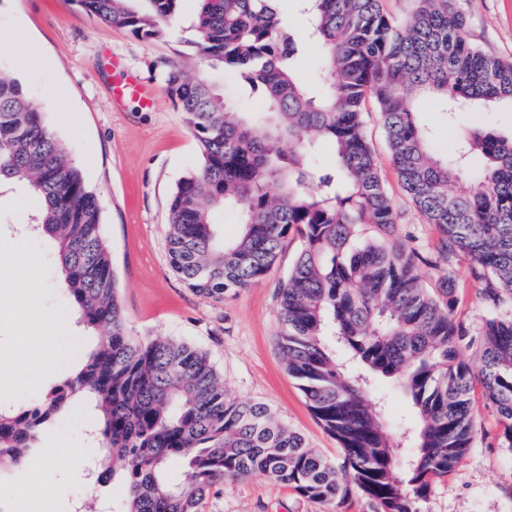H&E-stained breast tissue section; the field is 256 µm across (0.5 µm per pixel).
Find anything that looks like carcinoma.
<instances>
[{"instance_id": "carcinoma-1", "label": "carcinoma", "mask_w": 512, "mask_h": 512, "mask_svg": "<svg viewBox=\"0 0 512 512\" xmlns=\"http://www.w3.org/2000/svg\"><path fill=\"white\" fill-rule=\"evenodd\" d=\"M142 38L178 21L182 0H70ZM188 43L209 67L239 75L259 112H233L209 74L167 65L166 84L186 115L198 165L169 201L167 254L192 291L215 301L263 277L290 236L300 250L278 289V348L308 406L344 452L336 468L261 402L228 399L206 353L130 333L101 206L67 148L20 84L0 78V187L20 185L34 210L25 229L53 245L80 347L77 372L37 403L0 407V466L22 467L79 398L100 454L91 487L120 478L110 512H203L213 487L262 474L319 503L359 490L375 512H424L434 479L448 475L475 437L481 389L512 447V134L457 133L439 152L417 121L437 96L446 116L512 108V62L471 43L452 0H419L397 21L380 0H295L306 39L320 50L318 79L294 72L303 43L279 0H197ZM381 116L391 161L441 240L428 288L418 255L383 234L398 223L367 139L365 102ZM336 148L324 168L319 140ZM239 211L228 241L216 220ZM373 224L381 235L365 237ZM466 260L486 315L457 316V266ZM475 350L479 364L462 359ZM392 381L411 431L394 433L381 390Z\"/></svg>"}]
</instances>
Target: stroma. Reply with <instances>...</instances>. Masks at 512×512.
<instances>
[{"instance_id": "1", "label": "stroma", "mask_w": 512, "mask_h": 512, "mask_svg": "<svg viewBox=\"0 0 512 512\" xmlns=\"http://www.w3.org/2000/svg\"><path fill=\"white\" fill-rule=\"evenodd\" d=\"M470 41L512 61V0H457ZM196 0H183L180 32L141 39L83 13L71 0H0V77L17 81L47 114L102 208V221L117 274L128 326L140 337L165 336L208 353L229 398L265 403L291 431L335 464L343 452L309 409L276 346V294L300 243L288 238L277 263L260 280L216 302L193 293L167 259L168 202L178 180L199 161L198 146L165 81L167 63L193 54L188 28ZM138 74L155 93L153 107L129 99L112 103L121 71ZM420 122L441 147L456 126L512 131V110L468 112L447 124L435 97L418 104ZM366 131L386 189L399 213L392 235L420 257L427 284L439 235L412 204L393 168L374 102L366 104ZM35 255L22 266L19 251ZM50 242L0 231V404L39 400L75 363L65 342L73 325L62 324L68 304L59 275L46 260ZM478 435L448 476L433 482L425 512H512V448L499 447L498 415L476 402ZM84 403L41 444V468L0 472V512H74L90 493L84 468L95 445ZM204 512H373L359 491L341 502L316 503L262 475L216 487Z\"/></svg>"}]
</instances>
